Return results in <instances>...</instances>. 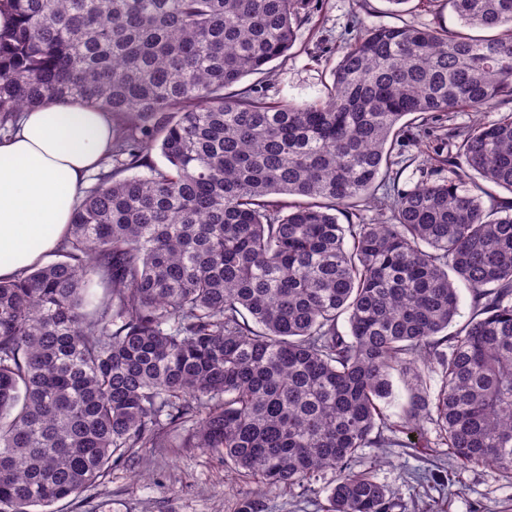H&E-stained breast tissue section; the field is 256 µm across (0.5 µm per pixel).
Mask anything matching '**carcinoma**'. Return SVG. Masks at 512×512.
<instances>
[{"label":"carcinoma","mask_w":512,"mask_h":512,"mask_svg":"<svg viewBox=\"0 0 512 512\" xmlns=\"http://www.w3.org/2000/svg\"><path fill=\"white\" fill-rule=\"evenodd\" d=\"M307 2L0 0V128L72 99L115 131L59 260L0 281V512L176 441L270 487L333 469L325 512H392L356 463L402 435L512 480V203L483 201L512 193V113L463 136L448 178L375 194L413 122L512 102V0H448L477 35L356 22L315 101L230 91L286 56ZM458 281L472 314L450 333ZM408 398V383L405 379L395 374L393 377V394L390 400L385 403L384 411L391 421L399 420L402 408Z\"/></svg>","instance_id":"obj_1"}]
</instances>
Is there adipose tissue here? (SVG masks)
<instances>
[{
	"label": "adipose tissue",
	"mask_w": 512,
	"mask_h": 512,
	"mask_svg": "<svg viewBox=\"0 0 512 512\" xmlns=\"http://www.w3.org/2000/svg\"><path fill=\"white\" fill-rule=\"evenodd\" d=\"M111 140L106 113L59 100L29 108L18 130L0 139V279L55 252Z\"/></svg>",
	"instance_id": "obj_1"
}]
</instances>
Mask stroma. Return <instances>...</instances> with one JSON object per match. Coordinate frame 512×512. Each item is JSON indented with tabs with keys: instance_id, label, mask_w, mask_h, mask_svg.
Here are the masks:
<instances>
[{
	"instance_id": "stroma-1",
	"label": "stroma",
	"mask_w": 512,
	"mask_h": 512,
	"mask_svg": "<svg viewBox=\"0 0 512 512\" xmlns=\"http://www.w3.org/2000/svg\"><path fill=\"white\" fill-rule=\"evenodd\" d=\"M369 26L411 24L457 30L461 24L448 0H311L309 18L287 56L269 63V77L245 76L240 88L268 80L271 97L293 102L327 94L341 49L355 19ZM500 110L481 114L440 113L415 128L413 139L395 151L390 172L395 187L448 176V133L464 132L475 121L486 123ZM359 468H372L392 493L394 512H512V481L490 471L460 470L444 448H367ZM333 470L319 472L313 490L257 489L239 478L232 465L198 448H139L126 463L113 467L102 489H90L52 505L51 512H323Z\"/></svg>"
}]
</instances>
